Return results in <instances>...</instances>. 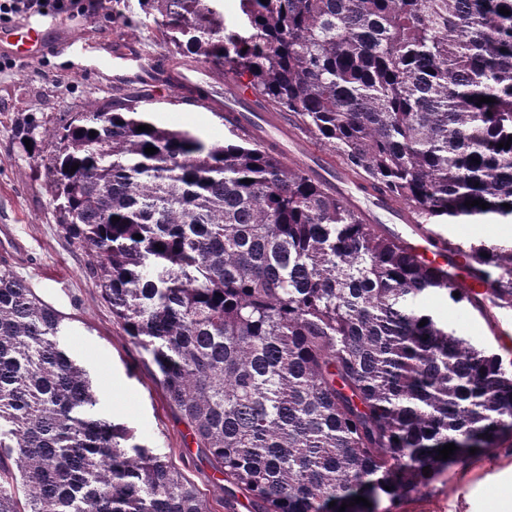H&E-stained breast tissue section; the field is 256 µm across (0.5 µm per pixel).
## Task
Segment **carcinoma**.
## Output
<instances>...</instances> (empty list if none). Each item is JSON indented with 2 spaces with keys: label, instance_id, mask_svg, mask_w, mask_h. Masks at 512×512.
<instances>
[{
  "label": "carcinoma",
  "instance_id": "carcinoma-1",
  "mask_svg": "<svg viewBox=\"0 0 512 512\" xmlns=\"http://www.w3.org/2000/svg\"><path fill=\"white\" fill-rule=\"evenodd\" d=\"M216 2L138 0L169 49L163 82L207 97L182 71L233 75L422 224L512 223V146L497 147L512 137V0H239L241 30ZM141 99L51 127L31 112L14 136L32 157L50 145L56 223L151 355L226 512L242 497L250 512H372L350 502L409 498L472 447H512V368L418 303L512 305V248L448 243L474 282L458 289L253 135L170 129ZM66 333L1 257L0 512H208L167 457L97 412Z\"/></svg>",
  "mask_w": 512,
  "mask_h": 512
}]
</instances>
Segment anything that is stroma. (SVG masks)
Wrapping results in <instances>:
<instances>
[{"label":"stroma","mask_w":512,"mask_h":512,"mask_svg":"<svg viewBox=\"0 0 512 512\" xmlns=\"http://www.w3.org/2000/svg\"><path fill=\"white\" fill-rule=\"evenodd\" d=\"M97 2L94 14L60 19L65 47L30 60L23 70L0 73V226L9 227L23 250L14 262L17 273L66 317V344L94 382L100 414L167 456L207 501L209 512H225L222 484L191 446L189 429L166 399L158 370L113 320L86 272L83 253L55 221L35 160L13 137L14 120L27 113L53 120L137 89L147 91L143 107L153 121L207 139L230 138L214 113L177 100L173 88L146 70V63L164 58L166 47L152 21L141 19L138 0ZM117 10L124 21L114 19ZM424 304L464 340L512 360V324L494 335L470 304L434 296ZM510 489L512 447H502L450 469L412 498H381L374 512H494L498 495Z\"/></svg>","instance_id":"1"}]
</instances>
